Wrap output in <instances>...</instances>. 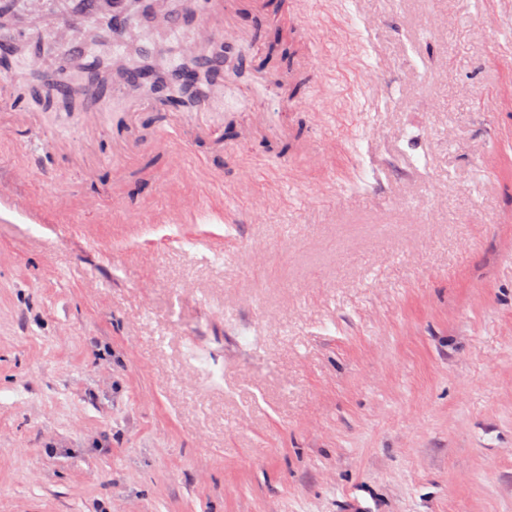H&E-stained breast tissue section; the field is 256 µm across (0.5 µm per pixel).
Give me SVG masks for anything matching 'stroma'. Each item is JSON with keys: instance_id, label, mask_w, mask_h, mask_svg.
<instances>
[{"instance_id": "35a3bbf8", "label": "stroma", "mask_w": 512, "mask_h": 512, "mask_svg": "<svg viewBox=\"0 0 512 512\" xmlns=\"http://www.w3.org/2000/svg\"><path fill=\"white\" fill-rule=\"evenodd\" d=\"M163 9L208 0L120 35L83 0H0V168L37 152L18 190L72 217L0 209V512H512V0H288L328 61L297 132L315 162L248 136L284 110L252 45L175 105L105 81L219 46ZM62 71L68 104L44 97ZM165 121L254 181L168 223ZM118 188L144 223L86 209Z\"/></svg>"}]
</instances>
